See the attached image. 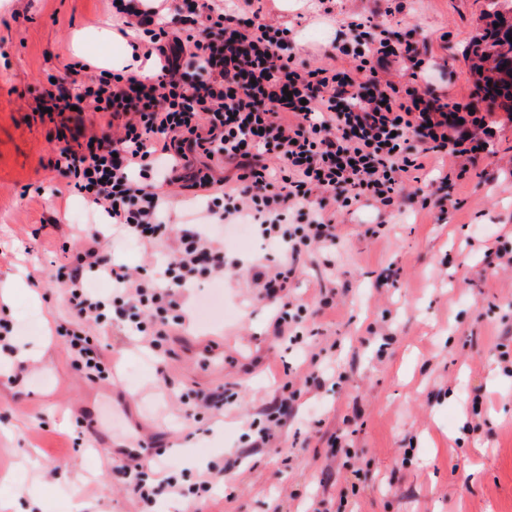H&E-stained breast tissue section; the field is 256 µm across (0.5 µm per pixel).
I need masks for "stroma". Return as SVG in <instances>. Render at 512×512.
<instances>
[{
	"instance_id": "obj_1",
	"label": "stroma",
	"mask_w": 512,
	"mask_h": 512,
	"mask_svg": "<svg viewBox=\"0 0 512 512\" xmlns=\"http://www.w3.org/2000/svg\"><path fill=\"white\" fill-rule=\"evenodd\" d=\"M263 0L265 15L290 30L294 53L317 65L344 18L370 17L418 44L419 66L394 65L405 85L428 77L439 94L472 103L492 127L491 152L445 188L458 199L442 217L405 203L378 213L357 205L339 219L336 269L312 248L302 256L296 293L336 307L308 348L272 331L274 312L255 299L246 273L224 282L232 320L198 326L151 351L109 335L112 378L78 371L56 324L70 320L65 293L51 278L82 234L90 203L55 194L57 121L41 96L70 64H106L99 35L118 13L113 0H0V280L22 275L25 292L0 302L15 347L33 357L0 376V499L26 512L25 487L41 490L45 512H313L356 490L359 512H512V374L496 347L512 352V268L486 255L496 236H512V120L489 113L475 93L463 54L482 31L486 0ZM382 224L380 236L365 230ZM104 250L135 268L163 265L165 247H144L99 225ZM319 364L348 375L339 388L303 394L298 414L271 447L225 472L212 498L163 495L134 503L110 472L113 448L157 438L148 457L197 474L234 458L247 444L256 408L287 382L286 367ZM226 388L237 400L223 416L195 408L191 390ZM96 411L112 448L87 429ZM347 430L360 453L332 456L330 437Z\"/></svg>"
}]
</instances>
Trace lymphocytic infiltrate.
<instances>
[{"instance_id":"1","label":"lymphocytic infiltrate","mask_w":512,"mask_h":512,"mask_svg":"<svg viewBox=\"0 0 512 512\" xmlns=\"http://www.w3.org/2000/svg\"><path fill=\"white\" fill-rule=\"evenodd\" d=\"M124 13L134 45L154 65L152 77L77 62L70 70L78 85L62 79L43 94L58 114L77 106L99 117L97 128L61 150L54 168L64 190L89 197L125 238L170 251L161 271L131 269L105 255L90 231L71 261L57 266L52 278L74 324L69 345L90 379L111 377L112 346L91 343L85 327H114L158 348L173 327L189 325V288L223 283L240 269L224 248L225 232L240 224L257 227L280 252L275 264L248 272L259 298L277 309L274 335L302 343L307 308L294 303L288 285L304 249L335 252L337 216L353 205L387 211L407 200V183L448 182L445 174L430 178L428 159L474 161L489 150L492 132L480 112L448 104L429 86L382 78L391 64L415 61L418 49L372 20L350 21L355 45L336 46V63L314 65L291 52L287 29L268 21L256 0H235L229 13L178 0L175 15L158 26L133 8ZM343 57L353 66H341ZM191 152L230 175L183 172ZM178 183L202 193L205 205L186 210L176 230L165 217L179 203L171 190ZM93 279L109 281V293L93 292ZM301 393L292 382L287 395L262 405L249 424V450L270 447ZM112 471L138 503L163 494L203 502L224 478L214 461L186 487L139 464L116 463Z\"/></svg>"}]
</instances>
